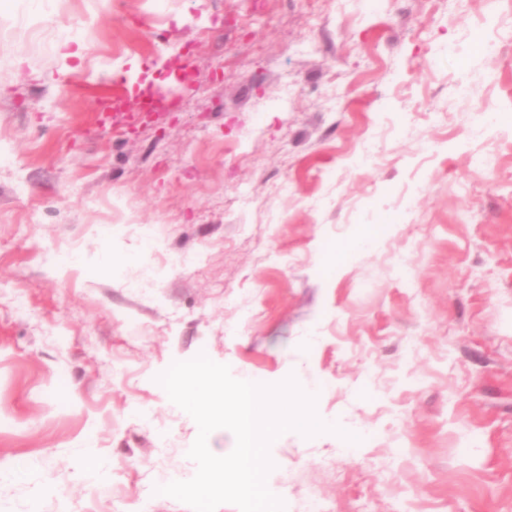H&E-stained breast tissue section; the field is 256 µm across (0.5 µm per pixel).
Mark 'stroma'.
<instances>
[{
  "instance_id": "35a3bbf8",
  "label": "stroma",
  "mask_w": 512,
  "mask_h": 512,
  "mask_svg": "<svg viewBox=\"0 0 512 512\" xmlns=\"http://www.w3.org/2000/svg\"><path fill=\"white\" fill-rule=\"evenodd\" d=\"M142 82L177 109L113 130ZM201 353L367 429L280 435L279 498L512 512V9L0 0V512H192L156 377Z\"/></svg>"
}]
</instances>
